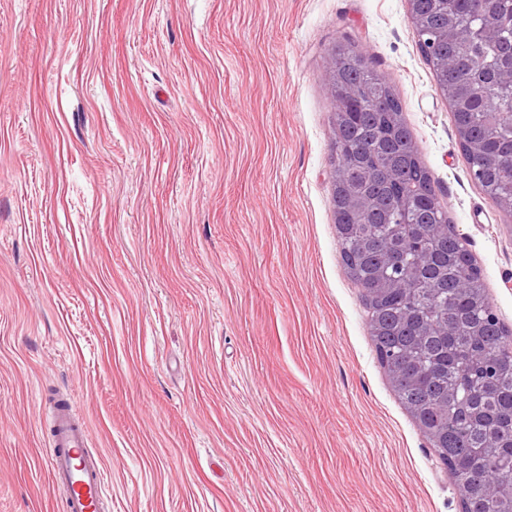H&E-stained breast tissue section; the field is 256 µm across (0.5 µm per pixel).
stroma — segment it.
<instances>
[{
	"mask_svg": "<svg viewBox=\"0 0 512 512\" xmlns=\"http://www.w3.org/2000/svg\"><path fill=\"white\" fill-rule=\"evenodd\" d=\"M339 42L393 85L512 328V215L407 0H0V512H60L66 392L103 512H461L340 257Z\"/></svg>",
	"mask_w": 512,
	"mask_h": 512,
	"instance_id": "1",
	"label": "stroma"
}]
</instances>
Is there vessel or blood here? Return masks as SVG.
I'll return each instance as SVG.
<instances>
[{"mask_svg": "<svg viewBox=\"0 0 512 512\" xmlns=\"http://www.w3.org/2000/svg\"><path fill=\"white\" fill-rule=\"evenodd\" d=\"M47 468L61 491L63 512H99L103 495L101 461L89 447V431L75 403L62 397L48 423Z\"/></svg>", "mask_w": 512, "mask_h": 512, "instance_id": "b4317fda", "label": "vessel or blood"}]
</instances>
